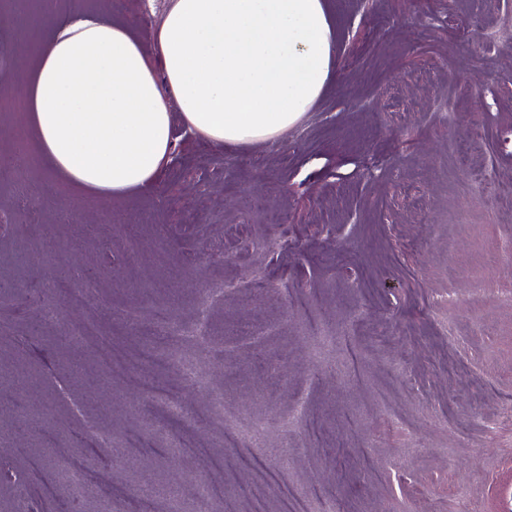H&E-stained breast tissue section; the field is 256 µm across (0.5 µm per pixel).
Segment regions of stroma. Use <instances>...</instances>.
<instances>
[{
    "mask_svg": "<svg viewBox=\"0 0 512 512\" xmlns=\"http://www.w3.org/2000/svg\"><path fill=\"white\" fill-rule=\"evenodd\" d=\"M101 2L145 44L168 0ZM336 83L277 143L221 150L183 134L180 163L150 195L85 200L48 171L0 178V512H55L85 465L88 512L237 508L253 482L241 463L288 453L289 486L308 512H512V307L447 310L464 294L450 269L512 289V10L490 0H329ZM39 0H0V158L22 109L9 87L30 55L11 26ZM214 345L171 339L205 383L181 392L195 456L169 455L136 372L114 378L63 324L97 321L121 349L145 344L157 315L191 327L210 289ZM87 290L84 304L67 299ZM55 305L58 321L42 314ZM141 320L135 328L129 315ZM316 319L335 346L307 336ZM267 349L279 374L249 360ZM222 393L223 412L211 408ZM23 394L37 414L22 421ZM321 427L285 428L298 398ZM266 430L231 447L228 428ZM52 462L38 466L43 444ZM223 484L200 501L198 480ZM22 488H15V479Z\"/></svg>",
    "mask_w": 512,
    "mask_h": 512,
    "instance_id": "1",
    "label": "stroma"
}]
</instances>
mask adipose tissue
Returning a JSON list of instances; mask_svg holds the SVG:
<instances>
[{"label":"adipose tissue","mask_w":512,"mask_h":512,"mask_svg":"<svg viewBox=\"0 0 512 512\" xmlns=\"http://www.w3.org/2000/svg\"><path fill=\"white\" fill-rule=\"evenodd\" d=\"M18 24L32 44L19 136L105 202L155 193L174 122L219 148L273 144L338 74L326 0H168L149 47L92 10Z\"/></svg>","instance_id":"obj_1"}]
</instances>
